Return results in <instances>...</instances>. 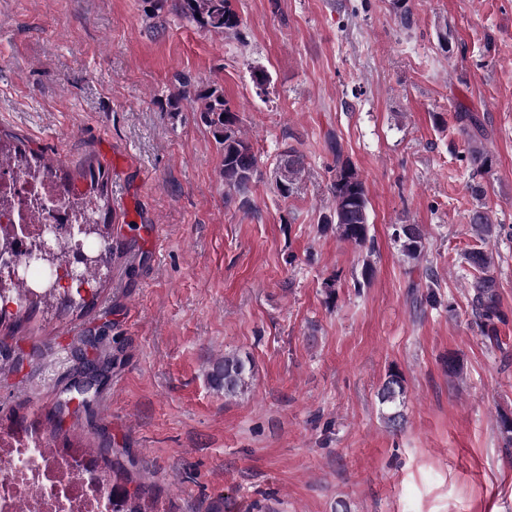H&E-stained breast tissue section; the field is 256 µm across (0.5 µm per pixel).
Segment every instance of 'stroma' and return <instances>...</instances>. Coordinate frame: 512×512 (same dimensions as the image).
Wrapping results in <instances>:
<instances>
[{"label":"stroma","instance_id":"35a3bbf8","mask_svg":"<svg viewBox=\"0 0 512 512\" xmlns=\"http://www.w3.org/2000/svg\"><path fill=\"white\" fill-rule=\"evenodd\" d=\"M232 6L236 35L190 23L181 0H0V134L79 190L101 169L119 252L90 307L0 324V415L43 418L106 361L100 396L63 429L116 449L164 512H512V0ZM183 78L236 112L259 159L247 199H225L200 113L172 107ZM461 112L490 155L479 176ZM332 137L368 189L372 250L322 223ZM290 146L306 171L284 198ZM481 206L486 240L469 225ZM396 224L422 228L420 259ZM479 248L494 256L492 337L472 306ZM433 279L440 302L420 306ZM228 352L251 361L233 397L210 379ZM392 372L397 433L376 398ZM412 229L413 236L408 234V229ZM394 238L399 242L401 251L410 259L419 258L425 250V234L419 225L416 224H396L393 231Z\"/></svg>","mask_w":512,"mask_h":512}]
</instances>
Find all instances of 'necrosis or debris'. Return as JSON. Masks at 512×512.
Wrapping results in <instances>:
<instances>
[{
	"label": "necrosis or debris",
	"instance_id": "obj_1",
	"mask_svg": "<svg viewBox=\"0 0 512 512\" xmlns=\"http://www.w3.org/2000/svg\"><path fill=\"white\" fill-rule=\"evenodd\" d=\"M71 195L54 178L33 179L9 165L0 166V308L42 301L46 295L88 289L97 242L67 225L79 224ZM57 235L45 236V225ZM45 242L64 259L55 269H37L30 245ZM88 454L53 447L24 436H0V512H112V492Z\"/></svg>",
	"mask_w": 512,
	"mask_h": 512
}]
</instances>
